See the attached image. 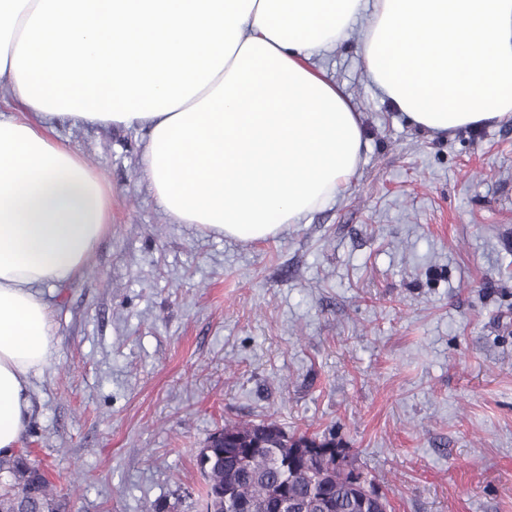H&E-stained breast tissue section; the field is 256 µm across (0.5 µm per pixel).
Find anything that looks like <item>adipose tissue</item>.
Segmentation results:
<instances>
[{
  "instance_id": "adipose-tissue-1",
  "label": "adipose tissue",
  "mask_w": 512,
  "mask_h": 512,
  "mask_svg": "<svg viewBox=\"0 0 512 512\" xmlns=\"http://www.w3.org/2000/svg\"><path fill=\"white\" fill-rule=\"evenodd\" d=\"M366 75L419 130L512 120V0H0V455L57 344L47 286L79 277L112 187L53 122L146 133L140 169L177 223L276 237L356 175L363 125L318 62L362 15Z\"/></svg>"
}]
</instances>
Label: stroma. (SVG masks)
Instances as JSON below:
<instances>
[{"label":"stroma","instance_id":"obj_1","mask_svg":"<svg viewBox=\"0 0 512 512\" xmlns=\"http://www.w3.org/2000/svg\"><path fill=\"white\" fill-rule=\"evenodd\" d=\"M369 21L321 58L361 167L276 237L175 223L143 131L57 125L112 186L82 275L44 291L59 342L28 390L22 446L64 512H201L227 421L333 435L391 512H512V122L419 131L365 75Z\"/></svg>","mask_w":512,"mask_h":512}]
</instances>
